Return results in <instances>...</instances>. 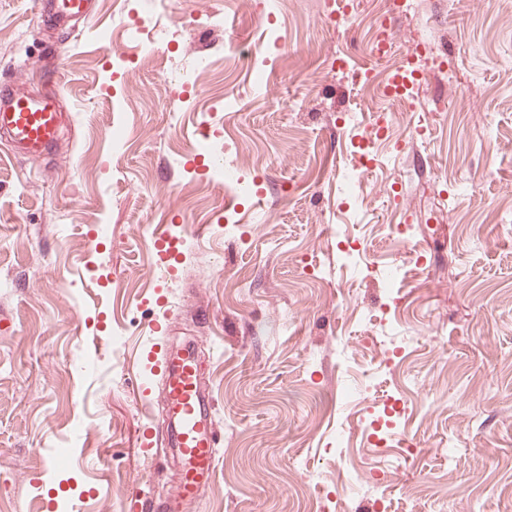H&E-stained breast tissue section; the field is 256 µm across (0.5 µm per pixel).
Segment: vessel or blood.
Returning a JSON list of instances; mask_svg holds the SVG:
<instances>
[{"instance_id": "b4317fda", "label": "vessel or blood", "mask_w": 512, "mask_h": 512, "mask_svg": "<svg viewBox=\"0 0 512 512\" xmlns=\"http://www.w3.org/2000/svg\"><path fill=\"white\" fill-rule=\"evenodd\" d=\"M36 7L40 26L60 29L66 28L68 21L85 20L93 13L90 0H36ZM58 99L55 92L18 94L0 84V135L15 154L43 151L54 143L59 128ZM146 361L159 371L171 421L162 440L181 467L176 496L163 508L165 512H179L215 474L217 433L211 401L193 347L177 354L166 347L151 349Z\"/></svg>"}]
</instances>
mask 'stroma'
Masks as SVG:
<instances>
[{"mask_svg": "<svg viewBox=\"0 0 512 512\" xmlns=\"http://www.w3.org/2000/svg\"><path fill=\"white\" fill-rule=\"evenodd\" d=\"M420 2L95 0L56 62L36 0H0V82L64 92L49 151L0 143V512L174 498L175 464L138 446L154 339L195 347L220 432L183 512H336L335 491L355 512H512V0ZM382 23L454 73L393 106L389 166L357 174L342 116L381 103L346 73L386 76ZM160 225L187 241L172 275ZM341 233L366 261L345 264ZM412 248L422 273L387 294ZM386 396L414 458L364 445ZM60 448L66 467L44 470Z\"/></svg>", "mask_w": 512, "mask_h": 512, "instance_id": "35a3bbf8", "label": "stroma"}]
</instances>
